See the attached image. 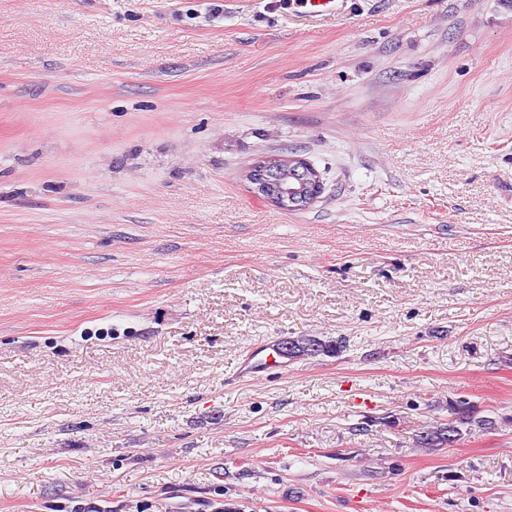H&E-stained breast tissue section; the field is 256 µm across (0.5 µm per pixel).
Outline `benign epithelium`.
Wrapping results in <instances>:
<instances>
[{
    "instance_id": "benign-epithelium-1",
    "label": "benign epithelium",
    "mask_w": 512,
    "mask_h": 512,
    "mask_svg": "<svg viewBox=\"0 0 512 512\" xmlns=\"http://www.w3.org/2000/svg\"><path fill=\"white\" fill-rule=\"evenodd\" d=\"M247 178L258 196L287 211L309 208L323 190L319 173L294 157L262 159L249 168Z\"/></svg>"
}]
</instances>
